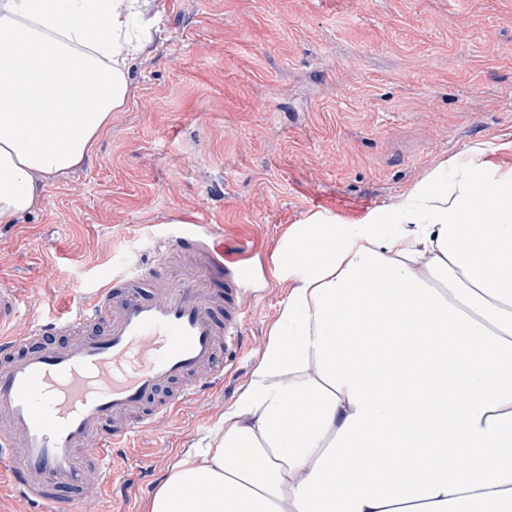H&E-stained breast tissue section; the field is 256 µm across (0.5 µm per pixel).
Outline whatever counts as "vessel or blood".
Masks as SVG:
<instances>
[{
	"label": "vessel or blood",
	"mask_w": 512,
	"mask_h": 512,
	"mask_svg": "<svg viewBox=\"0 0 512 512\" xmlns=\"http://www.w3.org/2000/svg\"><path fill=\"white\" fill-rule=\"evenodd\" d=\"M172 260L183 277L146 291L133 267L38 325L39 346L0 336V475L33 512H81L87 473L106 485L115 448L234 369L249 268L210 230L160 240L157 266ZM69 331L74 342L55 343Z\"/></svg>",
	"instance_id": "1"
}]
</instances>
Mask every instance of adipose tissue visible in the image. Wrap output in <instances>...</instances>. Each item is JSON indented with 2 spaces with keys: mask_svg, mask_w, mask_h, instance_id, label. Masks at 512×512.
<instances>
[{
  "mask_svg": "<svg viewBox=\"0 0 512 512\" xmlns=\"http://www.w3.org/2000/svg\"><path fill=\"white\" fill-rule=\"evenodd\" d=\"M142 25L139 0H0V224L126 107ZM464 154L290 231L260 362L147 512H512V166Z\"/></svg>",
  "mask_w": 512,
  "mask_h": 512,
  "instance_id": "adipose-tissue-1",
  "label": "adipose tissue"
}]
</instances>
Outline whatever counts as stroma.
<instances>
[{"mask_svg": "<svg viewBox=\"0 0 512 512\" xmlns=\"http://www.w3.org/2000/svg\"><path fill=\"white\" fill-rule=\"evenodd\" d=\"M130 101L88 160L0 224L14 336L68 315L159 239L214 225L245 246L239 364L116 449L90 512H146L247 386L288 290L273 264L318 211L353 222L476 142L512 141V0H140Z\"/></svg>", "mask_w": 512, "mask_h": 512, "instance_id": "1", "label": "stroma"}]
</instances>
